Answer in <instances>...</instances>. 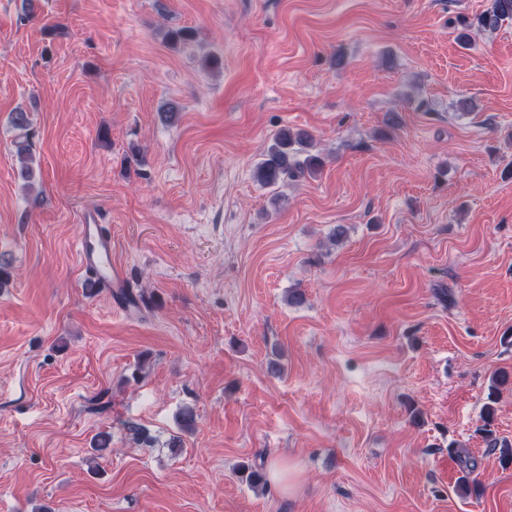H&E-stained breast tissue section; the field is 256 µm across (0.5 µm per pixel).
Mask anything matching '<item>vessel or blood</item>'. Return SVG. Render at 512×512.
I'll return each instance as SVG.
<instances>
[{
  "label": "vessel or blood",
  "instance_id": "obj_1",
  "mask_svg": "<svg viewBox=\"0 0 512 512\" xmlns=\"http://www.w3.org/2000/svg\"><path fill=\"white\" fill-rule=\"evenodd\" d=\"M85 239L79 247V261L90 273L92 283L99 288H122L126 285V272L112 258V235L96 218H88Z\"/></svg>",
  "mask_w": 512,
  "mask_h": 512
}]
</instances>
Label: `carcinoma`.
<instances>
[{
  "mask_svg": "<svg viewBox=\"0 0 512 512\" xmlns=\"http://www.w3.org/2000/svg\"><path fill=\"white\" fill-rule=\"evenodd\" d=\"M512 20V0H490L489 7L472 18L460 19L462 31L457 39L466 43L470 39V32L473 29L491 33L497 30L503 22ZM310 140L309 133L305 131H293L290 128L280 129L273 137L272 144L263 154L262 159L254 169V178L264 187L277 186L290 178H297L305 174L315 175L323 167V160L316 154L298 158V151L295 146H302ZM14 156L23 177L31 178L34 158L31 144L28 140L17 141L14 144ZM509 373L501 371L493 376V385L489 394L490 404L486 406L483 420L485 428V441L492 448L497 447L498 440L490 429L495 413L496 403L495 392L497 387L509 383Z\"/></svg>",
  "mask_w": 512,
  "mask_h": 512,
  "instance_id": "1",
  "label": "carcinoma"
}]
</instances>
